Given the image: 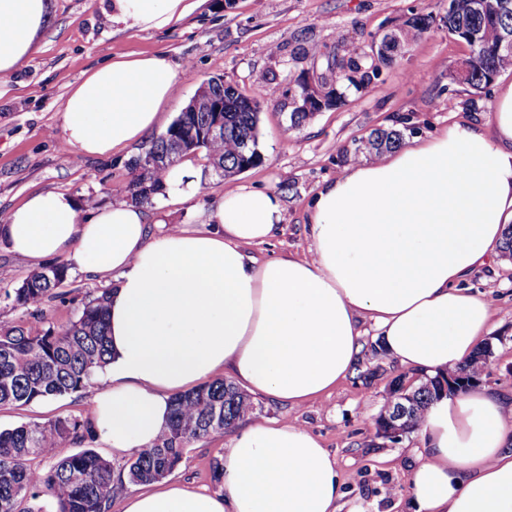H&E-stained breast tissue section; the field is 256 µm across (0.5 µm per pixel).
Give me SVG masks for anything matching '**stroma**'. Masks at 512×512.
I'll return each instance as SVG.
<instances>
[{
    "mask_svg": "<svg viewBox=\"0 0 512 512\" xmlns=\"http://www.w3.org/2000/svg\"><path fill=\"white\" fill-rule=\"evenodd\" d=\"M52 23L26 58L0 81V220L39 190L65 191L84 202L109 205V190L130 177L127 164L144 154L142 141L108 156H87L63 139L62 111L70 89L92 69L121 54L166 55L178 75V96L166 105L158 129L166 131L190 103L202 81L222 77L253 97L273 89L259 114L262 161L246 171L217 174L204 154L178 165L198 179L199 192L184 197L174 187L155 195L146 210L163 228L206 226L209 208L224 193L245 186L269 191L282 203L276 233L245 251L258 261L308 254L313 240L309 211L319 189L350 166L355 141L377 128H405L406 140L438 135L455 123H487L500 89L512 71L481 90L454 81L467 47L449 35L448 0H206L184 22L164 29H127L112 20L102 0H51ZM416 12L430 15V28L392 62H379L375 40L388 27ZM355 58L361 78L349 84L342 60ZM325 82L341 100L291 127L288 92L301 82ZM30 261L0 244V328L20 326L26 309L7 292L32 273ZM491 304L486 344L493 350L481 385L512 397V258L495 251L464 282ZM112 280L78 271L45 299L46 324L62 328L84 304L110 290ZM362 349L353 375L318 401L292 407L253 395L250 421H278L318 437L336 463L341 512H415L410 473L423 450L413 431L393 441L377 437L375 419L396 379L412 376L386 354L370 320H362ZM94 389L27 406L0 407V430L59 417L91 416ZM228 433L193 440L170 481L190 489H224L216 467Z\"/></svg>",
    "mask_w": 512,
    "mask_h": 512,
    "instance_id": "stroma-1",
    "label": "stroma"
}]
</instances>
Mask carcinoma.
<instances>
[{"label": "carcinoma", "mask_w": 512, "mask_h": 512, "mask_svg": "<svg viewBox=\"0 0 512 512\" xmlns=\"http://www.w3.org/2000/svg\"><path fill=\"white\" fill-rule=\"evenodd\" d=\"M475 0H460L448 15V32L458 37L475 32L478 42L470 58V87L481 89L500 73L512 69V54H500L501 35L512 30V10L495 17L473 7ZM430 26V16L414 13L404 22V41L417 39ZM224 132L204 139L202 150L221 174L240 172L262 160L258 147L259 97H247L233 86L224 87ZM401 130H376L358 141L354 153L379 154L401 146ZM167 144L158 136L144 154L129 163L131 178L114 188V195L137 203L149 202L163 187L172 159H164ZM67 277V266L54 263L33 272L15 290L13 302L30 310L24 325L0 329V407L26 406L50 398L83 391L95 384V374L106 363L108 293L89 300L77 318L64 328L46 325L39 316L44 299ZM490 346L479 348L473 358L442 375L427 377L422 389L405 400L401 384L390 390L387 407L375 419L376 435L386 436L384 420L404 403L410 414L406 432L418 429L439 389L455 378L457 391L484 370ZM254 410L250 397L231 382L217 379L172 400L167 429L152 446L138 451L117 472L92 448L57 457L62 442L92 438L91 423L76 418H57L47 424L24 423L0 431V512H42L31 502L45 495L57 512H110L113 498L126 482L148 484L160 481L181 464L191 441L233 427ZM54 458L47 471L32 466L35 459Z\"/></svg>", "instance_id": "carcinoma-1"}]
</instances>
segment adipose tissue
Instances as JSON below:
<instances>
[{"label":"adipose tissue","mask_w":512,"mask_h":512,"mask_svg":"<svg viewBox=\"0 0 512 512\" xmlns=\"http://www.w3.org/2000/svg\"><path fill=\"white\" fill-rule=\"evenodd\" d=\"M199 4L109 2L113 22L141 30L176 25ZM51 19L49 0H0V78ZM177 90L167 57L114 58L70 90L64 139L91 156L139 142ZM281 219L276 195L239 188L211 206L212 232L154 234L146 211L127 201L85 221L77 199L56 190L30 194L0 221L13 254L112 279L111 354L91 401L95 441L118 454L149 446L175 395L225 374L291 406L319 400L353 373L364 318L411 372L435 376L468 361L491 306L461 283L512 223V85L492 129L458 123L326 183L309 216V254L250 261L243 245L269 238ZM420 432L416 512H512V401L486 388L441 398ZM339 500L320 440L268 422L225 445L223 492L160 484L125 498L122 512H340Z\"/></svg>","instance_id":"adipose-tissue-1"}]
</instances>
